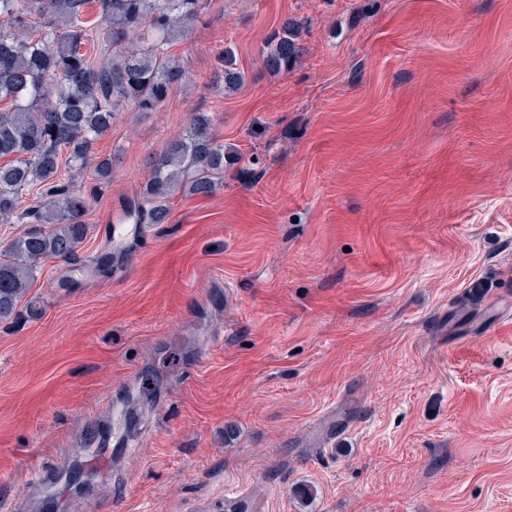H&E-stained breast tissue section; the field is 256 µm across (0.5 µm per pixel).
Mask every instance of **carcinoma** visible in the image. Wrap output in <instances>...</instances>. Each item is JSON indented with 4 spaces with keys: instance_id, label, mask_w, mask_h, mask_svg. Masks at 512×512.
Instances as JSON below:
<instances>
[{
    "instance_id": "cac0c4a2",
    "label": "carcinoma",
    "mask_w": 512,
    "mask_h": 512,
    "mask_svg": "<svg viewBox=\"0 0 512 512\" xmlns=\"http://www.w3.org/2000/svg\"><path fill=\"white\" fill-rule=\"evenodd\" d=\"M98 15L90 18V4ZM208 0H0V224L27 228L0 252V323L20 314L42 263L79 260L91 203L112 181L114 159L93 146L122 112L158 110L189 76L171 47L196 25ZM303 25L285 19L262 51L279 75L301 51ZM100 45V56L85 46ZM224 93L246 82L234 52L217 55ZM241 159L224 145L212 116L194 111L185 133L154 158L148 180L121 205L118 223L170 219L169 200L208 197L224 167ZM92 168L91 181L66 179Z\"/></svg>"
}]
</instances>
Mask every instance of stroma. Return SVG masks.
Listing matches in <instances>:
<instances>
[{
	"label": "stroma",
	"mask_w": 512,
	"mask_h": 512,
	"mask_svg": "<svg viewBox=\"0 0 512 512\" xmlns=\"http://www.w3.org/2000/svg\"><path fill=\"white\" fill-rule=\"evenodd\" d=\"M172 51L189 84L94 145L79 261L0 323V512H512V0H210ZM196 109L239 163L114 246ZM303 25L295 18H286L269 36L262 51L264 70L270 75H279L288 68L301 51L299 43ZM216 59L215 79L223 80L226 94L236 93L244 86L246 75L244 71L237 67L238 63L234 52L230 48H224Z\"/></svg>",
	"instance_id": "obj_1"
}]
</instances>
